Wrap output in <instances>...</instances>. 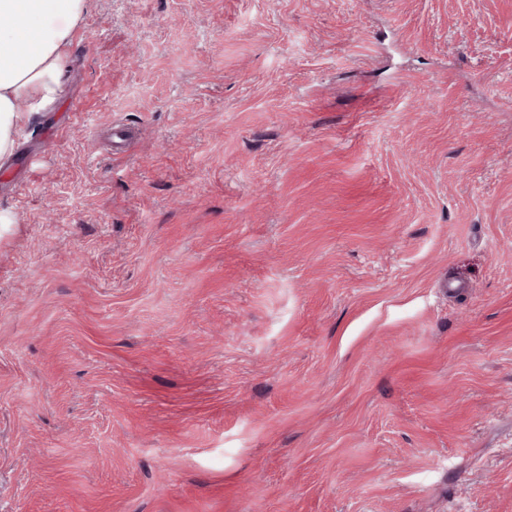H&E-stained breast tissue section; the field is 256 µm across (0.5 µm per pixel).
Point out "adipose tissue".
Masks as SVG:
<instances>
[{
  "label": "adipose tissue",
  "mask_w": 512,
  "mask_h": 512,
  "mask_svg": "<svg viewBox=\"0 0 512 512\" xmlns=\"http://www.w3.org/2000/svg\"><path fill=\"white\" fill-rule=\"evenodd\" d=\"M88 0H0V160L30 113L53 107Z\"/></svg>",
  "instance_id": "obj_1"
}]
</instances>
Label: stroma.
Here are the masks:
<instances>
[{
	"label": "stroma",
	"instance_id": "stroma-1",
	"mask_svg": "<svg viewBox=\"0 0 512 512\" xmlns=\"http://www.w3.org/2000/svg\"><path fill=\"white\" fill-rule=\"evenodd\" d=\"M71 55L0 166V512H512V0H92Z\"/></svg>",
	"mask_w": 512,
	"mask_h": 512
}]
</instances>
